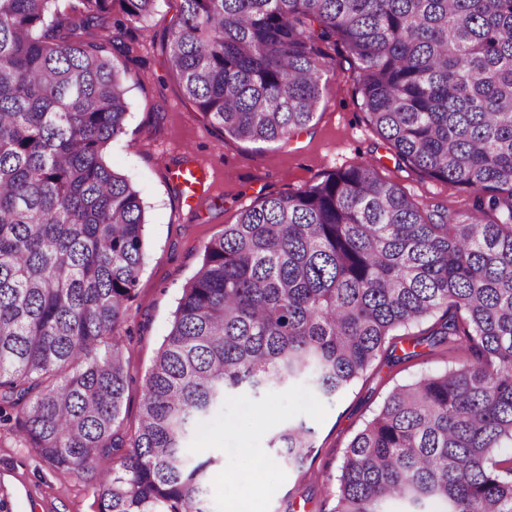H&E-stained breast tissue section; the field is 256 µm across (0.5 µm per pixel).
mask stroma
<instances>
[{"label": "stroma", "instance_id": "35a3bbf8", "mask_svg": "<svg viewBox=\"0 0 512 512\" xmlns=\"http://www.w3.org/2000/svg\"><path fill=\"white\" fill-rule=\"evenodd\" d=\"M180 10L179 0H159L149 30L125 31L126 54H114L127 68L130 112L124 134L106 152L107 163L129 179L145 205V260L127 322L114 333L130 360L123 430L139 427L141 387L167 335L183 288L198 270L203 247L237 223L242 211L266 196L284 195L323 179L331 171L369 163L423 205L451 212L474 208L471 193L397 167L387 144L365 119L350 77L354 67L341 43L321 49L326 106L285 143H251L214 128L184 96L169 67L164 39ZM200 162L209 170L200 202L186 205L175 189L173 169ZM384 345L369 369L335 400L307 404L301 388L246 391L225 398L224 420L205 425L193 446L220 457L211 477L208 508L224 512L229 501L247 502L253 491L254 460L268 455L269 439L287 419H303L315 430L314 452L301 469L279 464L267 475L264 512H330L347 446L399 385L449 365L444 347L422 348L419 357L395 361ZM250 454H242L241 444ZM116 457L98 458L94 470L64 474L46 463L15 432L0 423V495L15 512H98V483Z\"/></svg>", "mask_w": 512, "mask_h": 512}]
</instances>
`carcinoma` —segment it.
<instances>
[{
    "instance_id": "cac0c4a2",
    "label": "carcinoma",
    "mask_w": 512,
    "mask_h": 512,
    "mask_svg": "<svg viewBox=\"0 0 512 512\" xmlns=\"http://www.w3.org/2000/svg\"><path fill=\"white\" fill-rule=\"evenodd\" d=\"M119 2L118 40L157 0H0V418L63 473L101 478L99 512H209L214 457L190 444L224 397L301 385L332 401L392 333L442 312L413 347L458 364L395 388L351 440L331 512H512V0H181L167 62L212 126L286 142L325 105L339 40L361 106L396 163L476 195L431 213L367 163L244 210L204 245L122 411L144 203L104 152L125 133L128 71L78 39ZM499 214L485 219L487 211ZM271 447L300 468L314 430Z\"/></svg>"
}]
</instances>
